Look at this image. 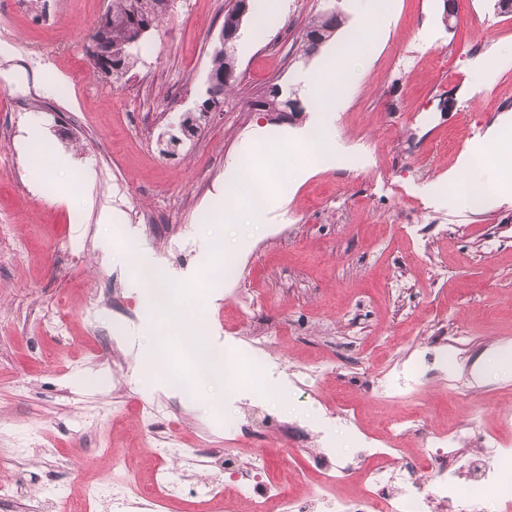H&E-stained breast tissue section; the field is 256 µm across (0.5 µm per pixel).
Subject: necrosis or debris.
Returning <instances> with one entry per match:
<instances>
[{"instance_id":"necrosis-or-debris-1","label":"necrosis or debris","mask_w":512,"mask_h":512,"mask_svg":"<svg viewBox=\"0 0 512 512\" xmlns=\"http://www.w3.org/2000/svg\"><path fill=\"white\" fill-rule=\"evenodd\" d=\"M386 349L393 354V361L365 373L367 391L378 398L402 404L442 378L449 388H460V381L448 369L447 358L436 351L425 348L402 356L398 345L390 343ZM347 416L343 409L329 412L326 424L316 428L271 420L278 440L299 439L312 444L306 463L316 480L297 493L265 479L271 450L256 449L232 471L235 484L247 497L249 512H313L319 503L329 512H444L450 505L455 512H481L483 491L489 486L500 487L504 502L512 501V482L504 469L512 457V447L498 434L481 429L467 435L456 429H432L422 416L402 413L389 419L383 436L358 432L356 450L344 456L332 445L327 423ZM464 452L469 455L465 475L456 465ZM355 475L362 479V493L337 495V487ZM178 489L175 475L160 468L152 487L146 490L132 480L113 482L112 502L164 512L159 493Z\"/></svg>"}]
</instances>
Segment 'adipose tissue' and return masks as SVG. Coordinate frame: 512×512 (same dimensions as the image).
Listing matches in <instances>:
<instances>
[{
	"mask_svg": "<svg viewBox=\"0 0 512 512\" xmlns=\"http://www.w3.org/2000/svg\"><path fill=\"white\" fill-rule=\"evenodd\" d=\"M271 202L270 181L254 167L239 169L234 182L224 190V212L233 214L240 209L260 213ZM152 307L169 326L183 333V351L192 373L199 383L220 387L224 384V360L214 356L208 339L183 319V311L176 288L167 281L162 271L152 272L143 282Z\"/></svg>",
	"mask_w": 512,
	"mask_h": 512,
	"instance_id": "ef3b65f1",
	"label": "adipose tissue"
}]
</instances>
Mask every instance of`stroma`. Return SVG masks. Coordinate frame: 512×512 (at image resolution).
I'll return each mask as SVG.
<instances>
[{
	"label": "stroma",
	"instance_id": "stroma-1",
	"mask_svg": "<svg viewBox=\"0 0 512 512\" xmlns=\"http://www.w3.org/2000/svg\"><path fill=\"white\" fill-rule=\"evenodd\" d=\"M276 2L281 21L265 37L243 22L231 101L166 155L164 137L207 97L232 0H167L118 81L89 56V31L111 0H0L9 34L0 40V482L18 489L0 512H64L91 482L110 481V448L138 472L166 441L246 458L240 427L268 412L303 426L327 407L348 408L352 421L333 433L338 450L353 451L356 429L376 431L391 409L337 354L336 342L352 337L372 365L385 336L426 346L453 327L448 351L470 387L436 382L415 404L431 425L497 430L484 408L512 389V189L469 208L455 203L446 175L512 136V13L496 0H392L384 32L379 0ZM331 9L341 18L332 40L299 59L306 25ZM356 27L365 39L344 73L321 72ZM45 71L67 93L38 85ZM315 71L347 86L344 109L328 118L342 156L280 159L276 147L314 113L244 102L277 81L310 102L303 77ZM249 155L262 170L287 167V177L273 181L263 214L216 219ZM139 262L164 272L212 346L261 331L275 337L282 371H319L318 388H288L247 360L248 404L211 405L176 330L149 305ZM161 336L166 359L138 364ZM141 402L164 403L165 434L144 428ZM162 459L191 476L169 512H199L200 487L220 470Z\"/></svg>",
	"mask_w": 512,
	"mask_h": 512
}]
</instances>
